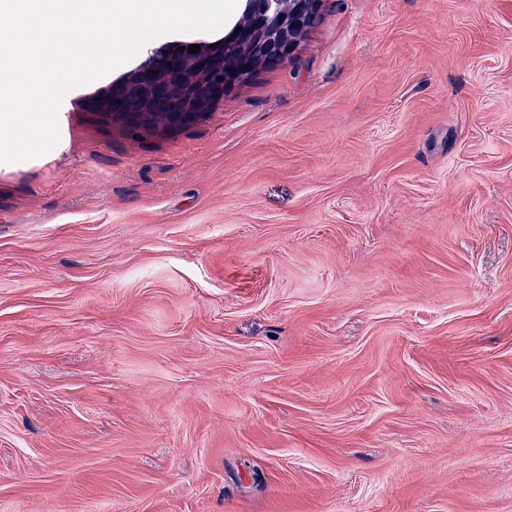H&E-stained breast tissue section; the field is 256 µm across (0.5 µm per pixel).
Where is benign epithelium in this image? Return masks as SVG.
I'll use <instances>...</instances> for the list:
<instances>
[{
  "instance_id": "7a95c632",
  "label": "benign epithelium",
  "mask_w": 512,
  "mask_h": 512,
  "mask_svg": "<svg viewBox=\"0 0 512 512\" xmlns=\"http://www.w3.org/2000/svg\"><path fill=\"white\" fill-rule=\"evenodd\" d=\"M320 0H246L240 31L218 42H202L199 51L174 44L150 47L121 82L93 98L91 108L144 128L161 117L170 126H187L205 117L231 87L245 81L259 63L281 61L310 28ZM168 107L156 112L159 97Z\"/></svg>"
}]
</instances>
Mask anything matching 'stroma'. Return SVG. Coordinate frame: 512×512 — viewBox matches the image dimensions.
I'll use <instances>...</instances> for the list:
<instances>
[{"mask_svg":"<svg viewBox=\"0 0 512 512\" xmlns=\"http://www.w3.org/2000/svg\"><path fill=\"white\" fill-rule=\"evenodd\" d=\"M135 66L0 162V512H512V0H321L188 128Z\"/></svg>","mask_w":512,"mask_h":512,"instance_id":"1","label":"stroma"}]
</instances>
